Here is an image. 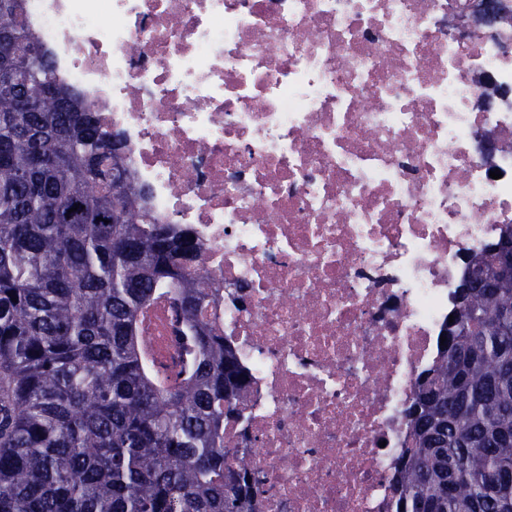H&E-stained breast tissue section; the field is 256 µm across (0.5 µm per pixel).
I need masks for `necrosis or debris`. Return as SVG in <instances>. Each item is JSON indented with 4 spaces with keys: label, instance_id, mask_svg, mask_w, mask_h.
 Returning <instances> with one entry per match:
<instances>
[{
    "label": "necrosis or debris",
    "instance_id": "4bbe7bcc",
    "mask_svg": "<svg viewBox=\"0 0 512 512\" xmlns=\"http://www.w3.org/2000/svg\"><path fill=\"white\" fill-rule=\"evenodd\" d=\"M461 2L22 0L143 206L200 246L261 512H390L462 256L512 223V95L476 105L479 76L512 91V27L454 32Z\"/></svg>",
    "mask_w": 512,
    "mask_h": 512
}]
</instances>
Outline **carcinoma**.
I'll return each instance as SVG.
<instances>
[{
    "label": "carcinoma",
    "instance_id": "1",
    "mask_svg": "<svg viewBox=\"0 0 512 512\" xmlns=\"http://www.w3.org/2000/svg\"><path fill=\"white\" fill-rule=\"evenodd\" d=\"M19 11L0 0V512H260L264 479L224 447L249 376L207 313L198 244L112 179V135ZM495 262L464 257L392 512H512V284L469 287ZM160 301L170 363L143 335Z\"/></svg>",
    "mask_w": 512,
    "mask_h": 512
}]
</instances>
